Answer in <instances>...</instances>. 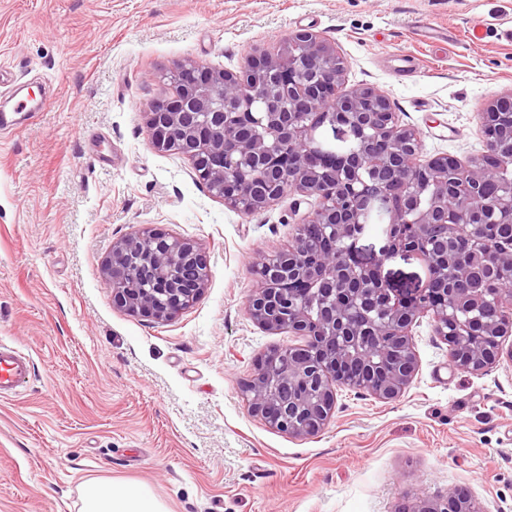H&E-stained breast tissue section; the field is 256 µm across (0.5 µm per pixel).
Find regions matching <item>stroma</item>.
<instances>
[{
    "mask_svg": "<svg viewBox=\"0 0 512 512\" xmlns=\"http://www.w3.org/2000/svg\"><path fill=\"white\" fill-rule=\"evenodd\" d=\"M478 20L492 33L475 42ZM510 23L512 0H0V106L19 88L55 101L0 134V336L34 361L27 392L0 401V512H79L89 477L147 483L171 512H398L461 487L512 512V359L458 370L429 321L397 400L339 389L307 438L251 413L240 385L258 354L305 342L248 316L253 261L316 201L230 209L153 147L144 115L179 63L237 72L307 30L343 57V89L388 96L422 158L467 161L486 151L480 112L512 90V43L493 34ZM397 50L419 74L391 76ZM145 228L207 257L201 295L167 322L115 307L104 279L113 246ZM427 275L413 253L381 267L395 289Z\"/></svg>",
    "mask_w": 512,
    "mask_h": 512,
    "instance_id": "1",
    "label": "stroma"
}]
</instances>
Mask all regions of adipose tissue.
<instances>
[{
	"label": "adipose tissue",
	"instance_id": "adipose-tissue-1",
	"mask_svg": "<svg viewBox=\"0 0 512 512\" xmlns=\"http://www.w3.org/2000/svg\"><path fill=\"white\" fill-rule=\"evenodd\" d=\"M80 498V512H169L143 483L118 484L104 478H90L83 482Z\"/></svg>",
	"mask_w": 512,
	"mask_h": 512
}]
</instances>
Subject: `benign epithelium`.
<instances>
[{
	"label": "benign epithelium",
	"mask_w": 512,
	"mask_h": 512,
	"mask_svg": "<svg viewBox=\"0 0 512 512\" xmlns=\"http://www.w3.org/2000/svg\"><path fill=\"white\" fill-rule=\"evenodd\" d=\"M344 59L311 32L285 38L273 51L254 52L238 73L188 60L170 75L173 95L148 107L152 144L189 158L198 178L224 204L254 214L291 193L318 207L296 224L294 241L254 261L258 288L247 314L272 334L308 337L288 347V359L260 355L242 383L250 409L270 427L295 437L327 424L337 390L352 387L389 402L417 370L413 327L422 318L448 345L453 365L487 372L512 347V292L485 298L466 285L476 268L512 276V236L487 227L512 224V181L482 197L486 181L512 169V92L481 113L486 156L466 164L451 156L419 159L415 129L398 124L386 94L373 87L338 91ZM351 140L341 154L325 153L317 132ZM389 213L373 261L358 242L377 209ZM413 251L426 262L424 286L395 293L380 276L385 261ZM113 303L167 321L199 297L207 280L204 253L194 244L148 230L112 249L105 268ZM324 303L311 309L309 299ZM401 512H485L465 489L421 499Z\"/></svg>",
	"instance_id": "7a95c632"
}]
</instances>
